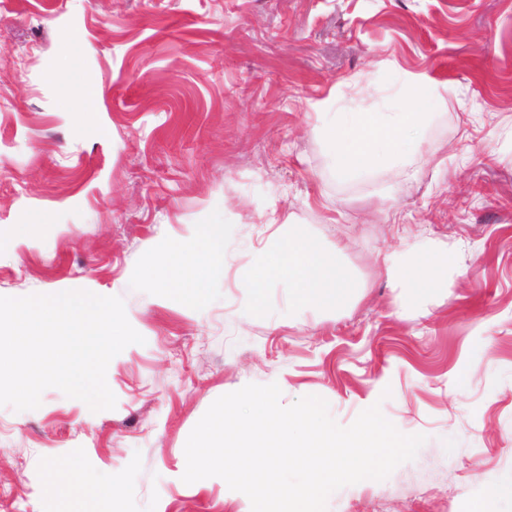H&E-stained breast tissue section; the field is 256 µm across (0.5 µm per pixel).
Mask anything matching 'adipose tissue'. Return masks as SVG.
Here are the masks:
<instances>
[{
	"mask_svg": "<svg viewBox=\"0 0 512 512\" xmlns=\"http://www.w3.org/2000/svg\"><path fill=\"white\" fill-rule=\"evenodd\" d=\"M442 101L437 83L428 80L406 111L337 113L335 123L325 130L337 170L356 174L392 165L413 153ZM162 250L166 268L147 272L146 282L158 288L176 284L184 299L198 303L212 279L224 272V227L197 225L187 241L164 244ZM280 277L287 278L289 299L299 307L312 301L336 307L353 297L343 247L327 251L307 236L290 239L285 247L257 258L249 273L253 311H263L266 285Z\"/></svg>",
	"mask_w": 512,
	"mask_h": 512,
	"instance_id": "1",
	"label": "adipose tissue"
}]
</instances>
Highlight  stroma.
I'll list each match as a JSON object with an SVG mask.
<instances>
[{"label": "stroma", "instance_id": "1", "mask_svg": "<svg viewBox=\"0 0 512 512\" xmlns=\"http://www.w3.org/2000/svg\"><path fill=\"white\" fill-rule=\"evenodd\" d=\"M422 77L447 90L419 149L341 177L333 114L403 111ZM196 224L223 225L224 275L193 305L144 273ZM292 231L345 246L349 305L289 309L283 278L252 313L244 275ZM68 290L120 297L144 341L108 365L114 409L0 406V512L99 482L112 512H248L222 478L183 482L184 447L272 382L426 437L327 512H512V0H0V296Z\"/></svg>", "mask_w": 512, "mask_h": 512}]
</instances>
